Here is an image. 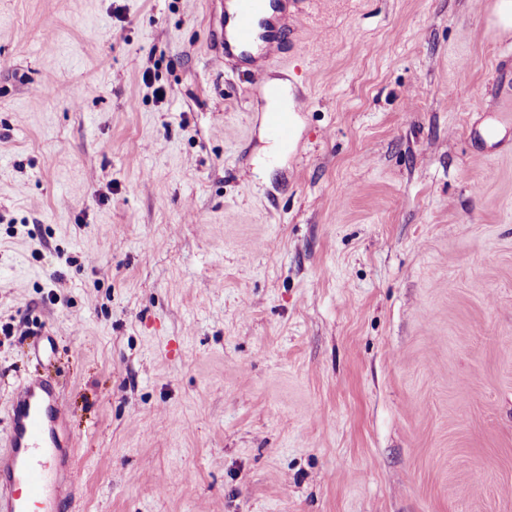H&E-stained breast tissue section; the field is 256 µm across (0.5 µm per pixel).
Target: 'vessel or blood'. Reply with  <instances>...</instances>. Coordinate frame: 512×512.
Masks as SVG:
<instances>
[{
	"instance_id": "vessel-or-blood-1",
	"label": "vessel or blood",
	"mask_w": 512,
	"mask_h": 512,
	"mask_svg": "<svg viewBox=\"0 0 512 512\" xmlns=\"http://www.w3.org/2000/svg\"><path fill=\"white\" fill-rule=\"evenodd\" d=\"M317 0H224L211 24L206 52L211 61L245 74L268 99H286L269 110L267 134L285 143L294 136L290 113L304 112L308 99L265 83V65L288 46V22L311 17ZM9 427L0 448V512H72L69 489L81 474L73 463L75 443L66 430L59 389L48 379L27 378L8 410Z\"/></svg>"
}]
</instances>
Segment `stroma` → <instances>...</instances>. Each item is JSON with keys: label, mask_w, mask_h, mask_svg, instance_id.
<instances>
[{"label": "stroma", "mask_w": 512, "mask_h": 512, "mask_svg": "<svg viewBox=\"0 0 512 512\" xmlns=\"http://www.w3.org/2000/svg\"><path fill=\"white\" fill-rule=\"evenodd\" d=\"M494 2L324 0L277 150L224 0H0V440L59 383L74 512H512Z\"/></svg>", "instance_id": "1"}]
</instances>
